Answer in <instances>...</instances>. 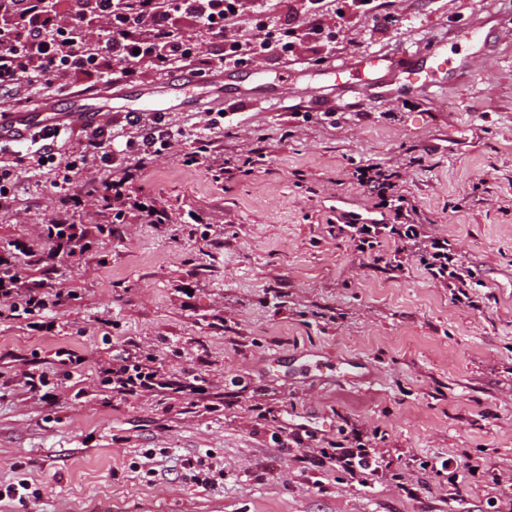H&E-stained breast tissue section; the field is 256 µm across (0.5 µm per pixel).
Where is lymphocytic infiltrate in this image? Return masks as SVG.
Instances as JSON below:
<instances>
[{"label":"lymphocytic infiltrate","mask_w":512,"mask_h":512,"mask_svg":"<svg viewBox=\"0 0 512 512\" xmlns=\"http://www.w3.org/2000/svg\"><path fill=\"white\" fill-rule=\"evenodd\" d=\"M324 0H309V18L304 28L274 24L280 0H253L251 9L255 32L251 54L255 57L287 51L295 39L320 33L323 26L319 7ZM242 0H0V90L15 94L27 92L32 80L50 84L70 74H85L98 79L133 80L141 62L165 70L176 64L197 65L201 76L213 75L229 63L238 62L241 49L230 32L243 13ZM194 20L223 46L215 58L202 56L190 37L176 31L174 15ZM130 126L139 128L138 138L127 139L126 151L136 153L138 160L122 166L112 181L87 180L74 187L71 174L94 162L113 164L110 152L111 129L94 128L81 141L55 181L58 217L43 231L51 247L48 258H55L66 247H75L82 234L74 220L76 211L86 202L121 201L140 178L146 163L160 156L169 146L171 134L161 127V114L144 119L142 113L127 115ZM47 134L36 130L31 134L30 151L0 164V207L9 206L14 198L16 167L36 168L50 159L49 150L41 143ZM359 183L376 198L383 217L371 223L347 219L337 225L336 232L356 242L359 250H372L380 240L388 239L401 246L419 245L417 261L440 286L449 288L455 299L467 297V280L457 254L448 238L428 231L425 225L406 220V200L395 190L391 173L381 166L366 164L355 170ZM21 275L15 260L0 254V317L5 313H22L35 320L38 327L52 331L48 316L50 303L45 293L36 288L21 289ZM112 392L135 396L158 388L156 373L148 365L120 363L109 368L105 379ZM317 460L334 462L336 467L356 478L378 472L381 462L364 442L354 445L336 444L316 451Z\"/></svg>","instance_id":"f902f5d3"}]
</instances>
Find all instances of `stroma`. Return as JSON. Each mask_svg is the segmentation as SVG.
Returning <instances> with one entry per match:
<instances>
[{
	"instance_id": "stroma-1",
	"label": "stroma",
	"mask_w": 512,
	"mask_h": 512,
	"mask_svg": "<svg viewBox=\"0 0 512 512\" xmlns=\"http://www.w3.org/2000/svg\"><path fill=\"white\" fill-rule=\"evenodd\" d=\"M392 10L381 27L358 0H334L321 34L227 66L221 93L208 77L182 88L219 98L226 118L206 134L204 115L165 109L182 137L133 194L168 207V223L78 210L84 252L45 265L53 184L82 133L62 132L55 164L22 179L0 246H23L24 282L63 298L54 333L0 320V512H512V0ZM465 28L483 41L459 42ZM436 49L452 70H432ZM391 57L421 72L419 89L388 68L335 71ZM141 71L107 102L119 150L137 134L127 113L180 73ZM199 134L207 163L185 165ZM363 164L394 172L448 236L469 301L418 262L396 268L393 242L363 253L329 233L371 205L353 175ZM62 345L81 368L60 365ZM124 349L197 376L201 392L112 394L102 378ZM299 425L310 438L284 447ZM351 427L375 434L378 474L312 457ZM464 459L474 475L451 484ZM22 482L23 497L6 495Z\"/></svg>"
}]
</instances>
